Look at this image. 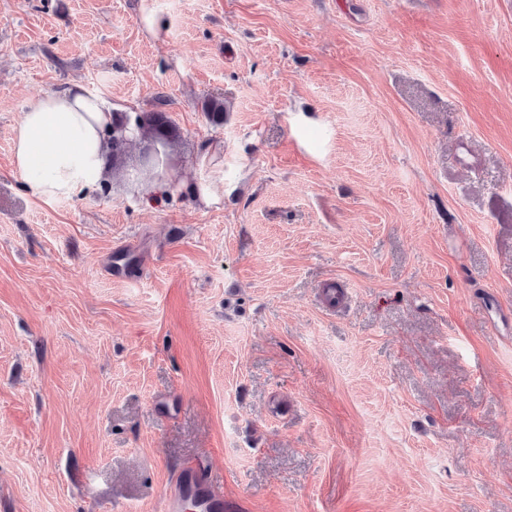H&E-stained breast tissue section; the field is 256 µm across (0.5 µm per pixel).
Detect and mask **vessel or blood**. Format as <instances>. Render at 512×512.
Masks as SVG:
<instances>
[{
	"label": "vessel or blood",
	"instance_id": "b4317fda",
	"mask_svg": "<svg viewBox=\"0 0 512 512\" xmlns=\"http://www.w3.org/2000/svg\"><path fill=\"white\" fill-rule=\"evenodd\" d=\"M234 504L207 471L186 466L162 495V512H232Z\"/></svg>",
	"mask_w": 512,
	"mask_h": 512
}]
</instances>
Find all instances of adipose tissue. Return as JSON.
Returning a JSON list of instances; mask_svg holds the SVG:
<instances>
[{
    "instance_id": "adipose-tissue-1",
    "label": "adipose tissue",
    "mask_w": 512,
    "mask_h": 512,
    "mask_svg": "<svg viewBox=\"0 0 512 512\" xmlns=\"http://www.w3.org/2000/svg\"><path fill=\"white\" fill-rule=\"evenodd\" d=\"M116 118L101 94L78 82L32 100L13 129L15 172L40 200L86 197L107 179L106 135ZM154 173L158 196H185L206 207L224 198V176L215 168L204 182L178 178L163 163Z\"/></svg>"
}]
</instances>
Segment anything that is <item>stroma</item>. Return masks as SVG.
Segmentation results:
<instances>
[{
    "label": "stroma",
    "instance_id": "stroma-1",
    "mask_svg": "<svg viewBox=\"0 0 512 512\" xmlns=\"http://www.w3.org/2000/svg\"><path fill=\"white\" fill-rule=\"evenodd\" d=\"M0 0V512H512V0ZM166 98L176 176L12 168L28 103ZM223 99L220 126L205 100ZM139 21L145 35L154 42H163L167 34V24L151 7L150 2L141 0ZM224 154V144L214 143L208 145L198 157V164H211L213 173L205 182H192L176 177L166 165L163 155L160 164L153 171L155 173L154 189L156 197L185 196L196 204L209 207L224 200V175L216 164V159ZM231 500L224 498L207 471L195 465L186 466L162 495V512H229Z\"/></svg>",
    "mask_w": 512,
    "mask_h": 512
}]
</instances>
